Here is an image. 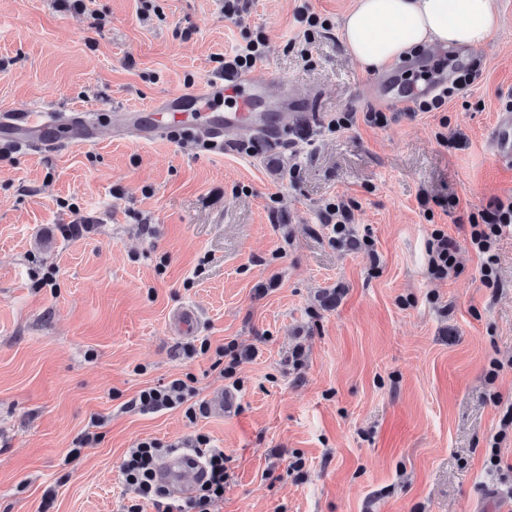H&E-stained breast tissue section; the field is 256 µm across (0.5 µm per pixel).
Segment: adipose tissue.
Wrapping results in <instances>:
<instances>
[{
    "instance_id": "obj_1",
    "label": "adipose tissue",
    "mask_w": 512,
    "mask_h": 512,
    "mask_svg": "<svg viewBox=\"0 0 512 512\" xmlns=\"http://www.w3.org/2000/svg\"><path fill=\"white\" fill-rule=\"evenodd\" d=\"M499 25L494 0H357L341 37L361 68L378 71L425 45H483Z\"/></svg>"
}]
</instances>
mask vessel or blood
<instances>
[{
    "mask_svg": "<svg viewBox=\"0 0 512 512\" xmlns=\"http://www.w3.org/2000/svg\"><path fill=\"white\" fill-rule=\"evenodd\" d=\"M259 84L250 70H233L204 81L196 88L165 94L154 99L149 109L114 111L112 134H124L142 143L167 138L171 129L156 122L155 114L178 115L184 112L200 114L201 122L193 129L201 143L220 150L239 143L244 131L269 140L283 132L302 126L304 115L300 99L289 98L279 112H258L254 109ZM237 99L232 112H219L216 102L224 96ZM101 133L89 111L82 109L25 108L17 112L0 113V139L25 150H55L75 143L92 144ZM494 161L512 162V113H499L490 134ZM200 326L199 312L190 306L173 310L171 330L180 336H190ZM205 479V468L194 454L178 451L165 458L156 469V481L169 496L185 500L194 496Z\"/></svg>",
    "mask_w": 512,
    "mask_h": 512,
    "instance_id": "1",
    "label": "vessel or blood"
}]
</instances>
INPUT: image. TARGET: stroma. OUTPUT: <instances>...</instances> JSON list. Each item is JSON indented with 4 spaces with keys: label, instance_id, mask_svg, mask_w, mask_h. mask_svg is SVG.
<instances>
[{
    "label": "stroma",
    "instance_id": "35a3bbf8",
    "mask_svg": "<svg viewBox=\"0 0 512 512\" xmlns=\"http://www.w3.org/2000/svg\"><path fill=\"white\" fill-rule=\"evenodd\" d=\"M0 0V110L111 112L187 89L262 40L272 112L283 87L309 120L256 151L195 141L19 153L0 143V512H125L120 465L145 439L198 434L229 476L210 512H487L512 490V231L497 288L457 216L512 197L489 131L512 89V0L478 48L423 49L381 72L345 51L355 0ZM475 65L466 99L433 112L384 107ZM384 110L388 123L364 122ZM352 128L331 130L346 113ZM345 204L368 247L320 222ZM93 229L68 237L64 225ZM442 232L458 271L428 272ZM202 317L170 330L175 308ZM208 341L210 352L186 356ZM252 351L233 376L215 348ZM192 377L197 401L233 412L189 422L128 401ZM99 416L101 441L65 455ZM199 312L190 306L173 310L170 316V328L179 336H192L200 326Z\"/></svg>",
    "mask_w": 512,
    "mask_h": 512
}]
</instances>
